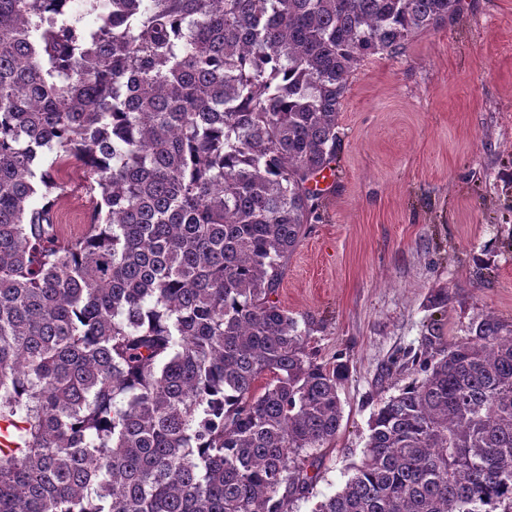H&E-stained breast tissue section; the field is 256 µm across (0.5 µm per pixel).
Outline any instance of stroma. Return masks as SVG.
I'll return each mask as SVG.
<instances>
[{
  "label": "stroma",
  "instance_id": "35a3bbf8",
  "mask_svg": "<svg viewBox=\"0 0 512 512\" xmlns=\"http://www.w3.org/2000/svg\"><path fill=\"white\" fill-rule=\"evenodd\" d=\"M321 219L288 259L276 298L319 362L342 363L343 418L319 478L293 512L340 491L380 403L416 378L404 364L431 320L466 336L512 325V0H460L405 52L367 58L338 124ZM57 232L79 235L94 203L79 170ZM445 309L432 307L438 291Z\"/></svg>",
  "mask_w": 512,
  "mask_h": 512
}]
</instances>
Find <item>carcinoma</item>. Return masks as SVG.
<instances>
[{
  "mask_svg": "<svg viewBox=\"0 0 512 512\" xmlns=\"http://www.w3.org/2000/svg\"><path fill=\"white\" fill-rule=\"evenodd\" d=\"M70 2L0 0V512H292L346 366L272 296L354 71L459 0ZM425 344L312 512H512V325ZM61 176L67 184V194L59 211L57 232L61 240H66L83 231L94 203L79 170L70 169L67 174L61 173Z\"/></svg>",
  "mask_w": 512,
  "mask_h": 512,
  "instance_id": "carcinoma-1",
  "label": "carcinoma"
}]
</instances>
